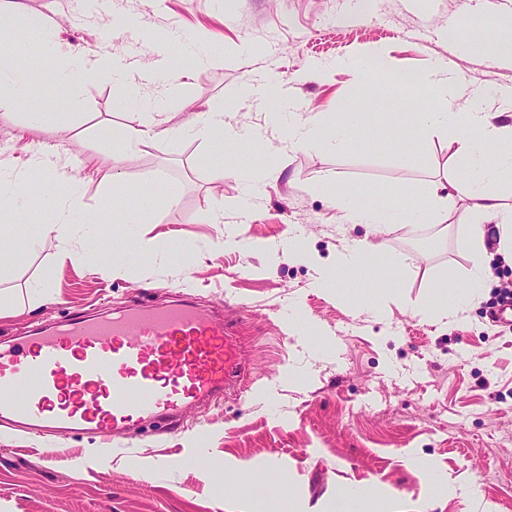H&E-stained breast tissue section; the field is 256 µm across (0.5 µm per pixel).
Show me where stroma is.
Returning a JSON list of instances; mask_svg holds the SVG:
<instances>
[{"instance_id": "35a3bbf8", "label": "stroma", "mask_w": 512, "mask_h": 512, "mask_svg": "<svg viewBox=\"0 0 512 512\" xmlns=\"http://www.w3.org/2000/svg\"><path fill=\"white\" fill-rule=\"evenodd\" d=\"M18 2L28 19L52 18L86 56L117 54L123 70L106 78L46 58L38 88L0 117L10 173L0 194L10 195L12 175H28L30 141L66 155L83 177L76 257L28 246L38 222L66 210L67 184L52 200L15 201V246L0 258L14 311L0 318V343L76 313L220 300L224 320L240 327L244 379L188 410L180 430L151 427L109 444L0 424V512H481L486 502L512 512V325L489 318L512 264L493 259L483 294L446 320L434 286H456L471 265L458 224L464 195L449 197L446 224L378 234L336 206L352 188L358 203L408 210L438 181L466 178L452 131L399 138L406 118L388 107L397 96L389 81L445 59L463 79L462 98L482 93L484 110L512 123V61L493 65L448 41L452 22L512 19V0ZM266 77L286 81L298 123L317 114L334 126L348 109L383 108L342 145L242 140L215 154L196 131L197 110L265 128L272 103L242 90ZM171 85L168 109L154 111ZM35 110L60 113L66 135L25 132ZM146 121L156 140L119 160L124 137ZM115 174L146 223L113 221ZM229 231L237 247H225ZM295 236L309 260L289 257ZM137 237L154 239L152 257L133 251ZM366 239L375 251L363 266L317 286L339 250ZM102 255L116 272L96 268Z\"/></svg>"}]
</instances>
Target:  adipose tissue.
<instances>
[{"label":"adipose tissue","instance_id":"obj_1","mask_svg":"<svg viewBox=\"0 0 512 512\" xmlns=\"http://www.w3.org/2000/svg\"><path fill=\"white\" fill-rule=\"evenodd\" d=\"M32 20L23 19L14 10L12 0H0V30L8 32V46L13 54L10 82L12 91L0 89V108L9 107L14 101L15 91H27L36 87L40 76V59L43 55L73 59L76 65L94 68L105 73H113L115 59L106 55L96 59L78 54L72 44L60 39L43 40L37 46H30L22 39L25 30L31 28ZM400 79L414 81L420 84H431L437 89L442 105L435 111H411L409 130L412 134L423 131H433L439 128L453 127L455 130V155L468 165H475L479 150L491 152L496 160L490 171L491 177L512 181V127L496 124L492 115L483 112L476 102H469L466 107L458 105V77L449 75L443 67H436L431 73L423 74L416 71H403ZM279 80L273 79L266 84L255 87L245 85V96L260 95L271 99H279L280 109L270 115V127L278 132L281 141L290 146L303 148L316 138H323L325 130L322 122L316 117H308L303 123L283 125L281 114L290 110L289 101L279 98ZM196 121L202 134L215 147H223L242 139H261L262 134L257 130H248L226 120L223 112L209 108L199 111ZM31 167L45 171L46 177L38 183L27 180L16 181L13 195L26 198L31 195L41 197L52 195L55 191L53 176L65 169L66 164L61 157L49 156L38 150H31L29 157ZM466 190L472 200L471 205L464 211L461 221L467 233V246L471 255L472 265L464 276L462 291L450 295L447 302L438 307L441 317L453 318L463 311L466 303L474 296L483 293L487 288L491 275V262L494 256H502L512 260V211H503L500 201L495 194L485 191L479 180H472L467 185H460L456 179L437 183L430 195L422 199L416 212H400L387 209L384 205L364 207L349 202L347 196L340 195L336 203L347 211L350 220L356 224H365L371 229H378L380 223H410L416 213L438 210L448 199L452 190ZM496 219L497 237L488 240L486 219Z\"/></svg>","mask_w":512,"mask_h":512}]
</instances>
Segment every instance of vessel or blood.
Masks as SVG:
<instances>
[{
  "label": "vessel or blood",
  "instance_id": "b4317fda",
  "mask_svg": "<svg viewBox=\"0 0 512 512\" xmlns=\"http://www.w3.org/2000/svg\"><path fill=\"white\" fill-rule=\"evenodd\" d=\"M242 379L239 337L194 305L77 315L0 347V423L121 435Z\"/></svg>",
  "mask_w": 512,
  "mask_h": 512
}]
</instances>
